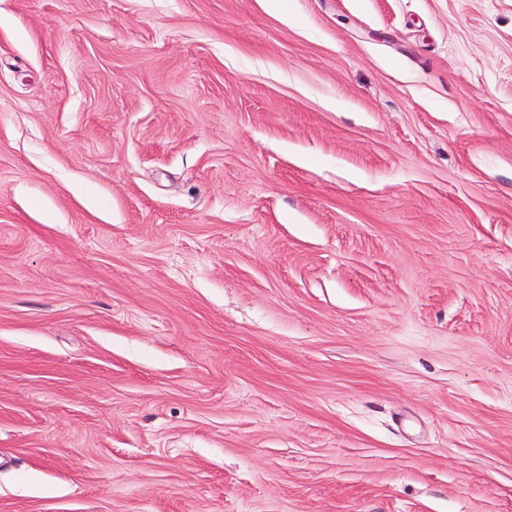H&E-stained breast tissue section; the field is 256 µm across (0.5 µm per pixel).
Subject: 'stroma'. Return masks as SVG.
Listing matches in <instances>:
<instances>
[{"label": "stroma", "instance_id": "obj_1", "mask_svg": "<svg viewBox=\"0 0 512 512\" xmlns=\"http://www.w3.org/2000/svg\"><path fill=\"white\" fill-rule=\"evenodd\" d=\"M0 512H512V0H0Z\"/></svg>", "mask_w": 512, "mask_h": 512}]
</instances>
